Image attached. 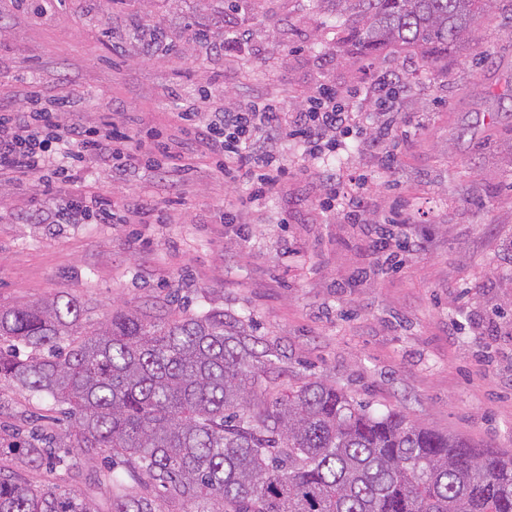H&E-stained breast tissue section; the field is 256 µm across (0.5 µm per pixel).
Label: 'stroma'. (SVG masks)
I'll list each match as a JSON object with an SVG mask.
<instances>
[{"instance_id": "obj_1", "label": "stroma", "mask_w": 512, "mask_h": 512, "mask_svg": "<svg viewBox=\"0 0 512 512\" xmlns=\"http://www.w3.org/2000/svg\"><path fill=\"white\" fill-rule=\"evenodd\" d=\"M495 0L475 39L427 70L409 54L380 64L341 51L340 21L309 0H47L41 12L0 0V94L42 89L80 100L87 122L105 117L138 134L183 140L171 120L189 102L254 101L300 110L321 84L352 97L360 122L346 149L310 159L281 142L287 180L252 202L196 153L194 172L89 165L80 191L111 196L117 224H59L58 201L38 203L37 180L0 178V306L66 291L98 324L112 309H218L243 320L272 352L280 387L300 378L343 388L382 413L405 411L481 448L512 450V27ZM210 32L198 44L194 22ZM167 50L145 59L153 30ZM239 44L225 47V38ZM399 71L392 110L370 101L378 73ZM400 141L386 172L369 132ZM366 183L367 223L396 212L426 230L425 251L373 255L360 225L327 210L319 171ZM152 200L147 215L135 200ZM234 209L237 221L225 223ZM367 275L359 282L357 270ZM68 420L51 398L0 385V443ZM32 468L0 454V471L34 488L84 492L109 512V457Z\"/></svg>"}]
</instances>
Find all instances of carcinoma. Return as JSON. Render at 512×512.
Listing matches in <instances>:
<instances>
[{
  "mask_svg": "<svg viewBox=\"0 0 512 512\" xmlns=\"http://www.w3.org/2000/svg\"><path fill=\"white\" fill-rule=\"evenodd\" d=\"M493 0H313L344 17L342 46L372 60L409 53L433 66L473 40ZM65 291L0 308V381L50 397L68 433L13 448L29 465L107 449L196 512H512V452L476 448L402 410L374 413L321 380L271 384L270 349L211 309L117 311L87 331ZM112 496L111 512H157ZM0 512H97L58 487L0 475Z\"/></svg>",
  "mask_w": 512,
  "mask_h": 512,
  "instance_id": "cac0c4a2",
  "label": "carcinoma"
}]
</instances>
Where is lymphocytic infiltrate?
<instances>
[{
  "mask_svg": "<svg viewBox=\"0 0 512 512\" xmlns=\"http://www.w3.org/2000/svg\"><path fill=\"white\" fill-rule=\"evenodd\" d=\"M187 139L185 153H174L157 136L134 138L112 121H86L77 110L61 111L54 95L31 91L21 99L0 97V175L23 183L42 177V194L52 197L71 185L86 164L133 168L146 163L160 170L182 169L195 152L216 158L225 178L248 186L257 200L288 176L277 143L284 134L299 137L306 153L324 155L328 134L345 135L351 114L335 88L321 86L306 110L286 118L270 105L227 109L203 116L199 103L176 113ZM112 201L106 195L75 197L59 212L61 224L111 223Z\"/></svg>",
  "mask_w": 512,
  "mask_h": 512,
  "instance_id": "obj_1",
  "label": "lymphocytic infiltrate"
}]
</instances>
